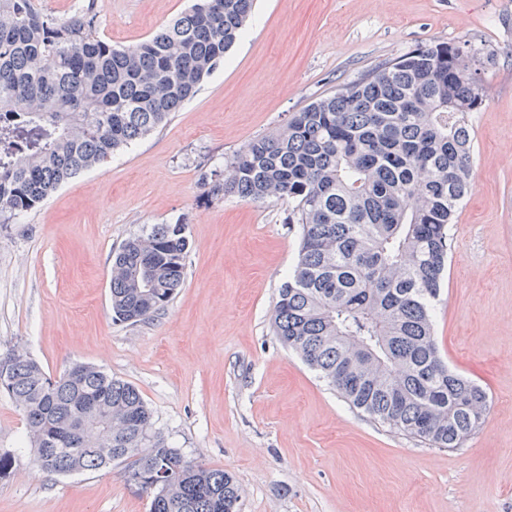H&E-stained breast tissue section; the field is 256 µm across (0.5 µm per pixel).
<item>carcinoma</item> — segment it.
Returning <instances> with one entry per match:
<instances>
[{
	"label": "carcinoma",
	"instance_id": "carcinoma-1",
	"mask_svg": "<svg viewBox=\"0 0 512 512\" xmlns=\"http://www.w3.org/2000/svg\"><path fill=\"white\" fill-rule=\"evenodd\" d=\"M254 0H201L136 49L109 43L94 11L65 21L35 0H0V216L30 211L79 172L167 122L241 35ZM477 58L452 43L420 46L251 140L205 197L288 202L297 263L271 326L354 409L435 448H458L484 423L486 391L450 369L433 301L451 225L472 190L467 117L483 106ZM189 240L154 224L112 253L115 320L154 321L185 278ZM0 386L21 411L35 464L56 475L123 464L149 512H239L234 476L187 457L154 428L139 390L78 365L47 374L27 352L0 357ZM92 434L63 443L79 411Z\"/></svg>",
	"mask_w": 512,
	"mask_h": 512
}]
</instances>
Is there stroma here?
Here are the masks:
<instances>
[{
	"label": "stroma",
	"mask_w": 512,
	"mask_h": 512,
	"mask_svg": "<svg viewBox=\"0 0 512 512\" xmlns=\"http://www.w3.org/2000/svg\"><path fill=\"white\" fill-rule=\"evenodd\" d=\"M193 0H37L64 20L93 6L112 45L135 47ZM495 59L469 117L473 191L455 215L434 332L448 364L492 399L461 447L434 448L351 407L273 336L298 258L275 198L208 202L202 171L253 138L419 46ZM183 222L185 280L153 322L114 321L112 251ZM25 350L56 377L76 363L135 385L155 428L232 473L240 512H512V0H256L224 64L168 122L0 223V353ZM0 393V512H148L121 467L42 471Z\"/></svg>",
	"instance_id": "1"
}]
</instances>
